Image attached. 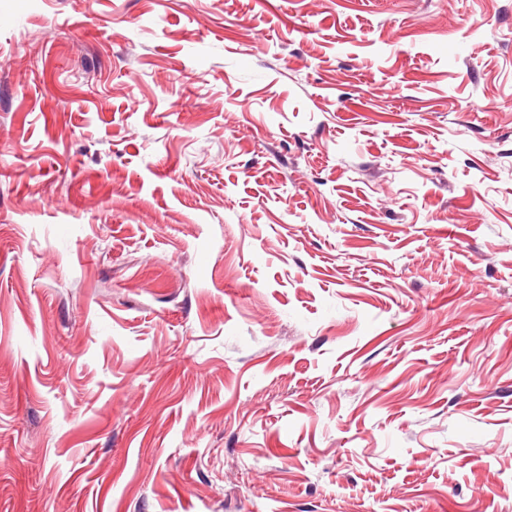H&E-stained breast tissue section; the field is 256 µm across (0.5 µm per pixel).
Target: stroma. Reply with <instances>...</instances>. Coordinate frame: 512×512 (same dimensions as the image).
Instances as JSON below:
<instances>
[{
  "instance_id": "stroma-1",
  "label": "stroma",
  "mask_w": 512,
  "mask_h": 512,
  "mask_svg": "<svg viewBox=\"0 0 512 512\" xmlns=\"http://www.w3.org/2000/svg\"><path fill=\"white\" fill-rule=\"evenodd\" d=\"M0 512H512V0H0Z\"/></svg>"
}]
</instances>
